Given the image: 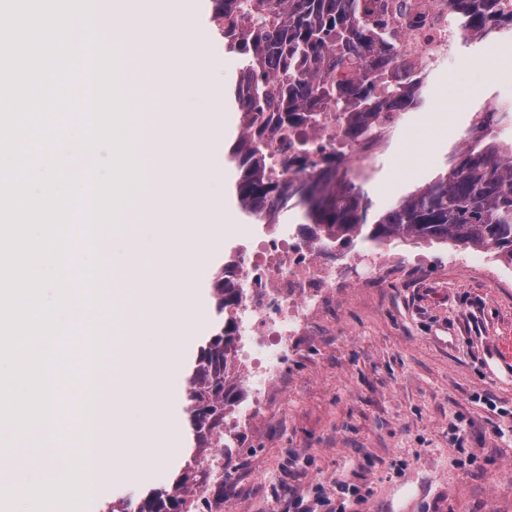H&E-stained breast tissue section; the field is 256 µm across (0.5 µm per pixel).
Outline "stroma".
Segmentation results:
<instances>
[{"label":"stroma","instance_id":"obj_1","mask_svg":"<svg viewBox=\"0 0 512 512\" xmlns=\"http://www.w3.org/2000/svg\"><path fill=\"white\" fill-rule=\"evenodd\" d=\"M205 49L219 56L224 82L241 65L225 52L211 20V0H194ZM422 106L408 112L367 156L365 189L381 208L432 178L460 150L475 111L512 103V76L487 78L442 65L425 84ZM449 115L443 142L427 118ZM224 171V205L234 232L205 269L212 279L234 247L267 238L237 205L239 173ZM402 268L345 283L313 317L283 360L265 409L224 461L223 486L201 491L224 512H512V263L455 244L394 239ZM77 379L56 384L80 400L96 378L80 339L66 338ZM168 462L133 482L117 481L107 499L87 497L82 512H106L169 482L182 462Z\"/></svg>","mask_w":512,"mask_h":512}]
</instances>
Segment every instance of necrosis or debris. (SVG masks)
Listing matches in <instances>:
<instances>
[{"instance_id":"1","label":"necrosis or debris","mask_w":512,"mask_h":512,"mask_svg":"<svg viewBox=\"0 0 512 512\" xmlns=\"http://www.w3.org/2000/svg\"><path fill=\"white\" fill-rule=\"evenodd\" d=\"M403 2L406 11L389 20L394 75L404 79L430 73L435 65L453 59L460 43L472 39L471 28L458 20L450 0ZM270 142L276 157L288 160L274 172L282 181L292 180L296 168L325 165L332 154L360 158L375 147L371 141L346 140L330 112L317 124L301 122L288 131H274ZM319 251L301 237L280 236L261 241L257 251L239 250L224 264V279L239 294L232 316L241 339L231 371L247 393L245 402L232 411L240 422H250L266 404L290 343L303 335L309 317L324 309L330 298L336 271L318 260Z\"/></svg>"}]
</instances>
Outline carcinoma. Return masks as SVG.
<instances>
[{
  "instance_id": "carcinoma-1",
  "label": "carcinoma",
  "mask_w": 512,
  "mask_h": 512,
  "mask_svg": "<svg viewBox=\"0 0 512 512\" xmlns=\"http://www.w3.org/2000/svg\"><path fill=\"white\" fill-rule=\"evenodd\" d=\"M212 21L224 35V49L242 57L243 67L227 94L240 113L241 133L227 154L240 176L235 195L241 212L259 224H275L296 209L308 238L347 247L361 239L382 244L400 235L413 241L475 247L512 262V139L481 125L468 136L464 151L450 167L375 215L364 184L369 173L336 156L326 167L304 174L291 185L273 179L266 165V128L257 115L278 112L286 128L315 109L333 110L353 137L381 138L379 119L390 106L405 114L422 102L423 88L402 86L388 77L392 60L383 49L390 35L384 23L370 27L361 0H213ZM470 26L480 33L493 16L494 0H470ZM251 19L242 31L224 28V15ZM339 59L356 68L349 81L320 75L325 62ZM224 270L214 277L216 327L204 340L185 391L195 449L224 443V404L234 327L224 311L237 300L224 287ZM203 472L187 464L172 482L140 499L121 502L107 512H210L209 501L195 494Z\"/></svg>"
}]
</instances>
